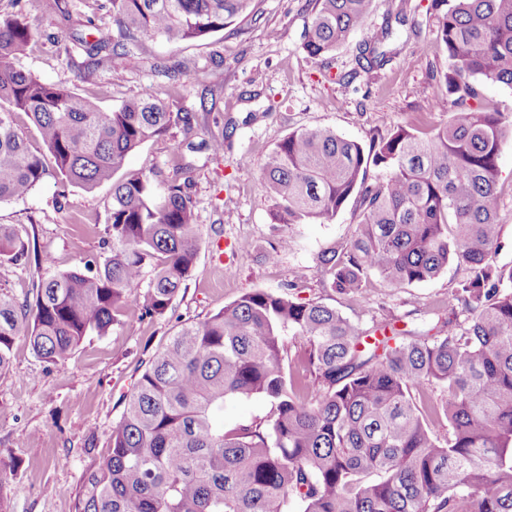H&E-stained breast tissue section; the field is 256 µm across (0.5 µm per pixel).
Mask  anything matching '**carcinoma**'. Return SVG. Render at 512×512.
<instances>
[{"instance_id":"carcinoma-1","label":"carcinoma","mask_w":512,"mask_h":512,"mask_svg":"<svg viewBox=\"0 0 512 512\" xmlns=\"http://www.w3.org/2000/svg\"><path fill=\"white\" fill-rule=\"evenodd\" d=\"M121 40L178 47L254 15L255 0H109ZM303 49L334 52L365 26L371 0H308ZM448 67L433 74L456 111L421 136L400 126L369 147L330 128L288 134L260 166L274 224H330L353 202L348 246L321 257L330 288L363 303L376 273L393 289L454 263L460 309L426 331L386 315L364 327L336 308L254 290L207 320L185 323L156 351L112 424L108 454L86 468L73 512H512V266L498 265V159L512 136L503 113L478 105L479 83L512 88V0H431ZM392 36L365 44L357 77L390 61ZM23 13L0 19V203L26 197L48 173L91 190L112 181L111 255L40 282L34 301L0 292V372L24 337L49 363L103 336L135 299L162 317L191 276L200 234L181 167L115 178L127 156L199 116L172 112L146 88L110 110L15 67L31 47ZM106 28L77 29L61 47L84 82L118 55ZM86 59L76 62L73 49ZM36 128L30 149L16 117ZM27 261L0 225V263ZM304 342L286 365V337ZM440 397L433 398L434 391ZM261 398L263 419L224 429V402ZM445 418L446 432L429 425Z\"/></svg>"}]
</instances>
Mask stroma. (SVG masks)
I'll list each match as a JSON object with an SVG mask.
<instances>
[{"label": "stroma", "instance_id": "1", "mask_svg": "<svg viewBox=\"0 0 512 512\" xmlns=\"http://www.w3.org/2000/svg\"><path fill=\"white\" fill-rule=\"evenodd\" d=\"M430 0H373L366 26L350 34L336 51L311 59L303 49L312 12L306 0H257L255 20L242 31L225 29L200 42L174 48L161 40L127 45L126 53L99 69L95 82L83 83L62 62L55 37L65 34L53 0H0V16L27 15L30 51L18 68L43 81L76 89L111 110L152 88L174 112H198L202 119L192 144L180 126L131 153L126 168L160 172L175 167L191 172L190 193L202 234L196 266L164 317H142L129 302L107 335L86 336L65 361L51 364L17 340L10 367L0 373V496L6 512H72L86 466L107 454L112 424L122 399L136 385L159 345L182 323L200 322L248 291L293 289L304 300L336 307L345 316L370 323L391 314L419 323L448 314L463 273L448 265L427 282L390 290L371 276L364 307L332 290L322 272L323 254L348 242L358 217L346 206L330 224H274L259 181L265 156L290 132L328 127L362 144L398 126L432 132L454 108L432 78L448 67L436 43ZM393 36L387 64L353 83L338 73L355 65L365 42L384 24ZM184 62L179 80L158 73L157 63ZM215 97L202 113L200 101ZM224 138V154L206 148ZM498 214L502 248L496 261L512 265V139L501 148ZM112 186L69 188L59 197L53 178H45L25 198L0 204V224L12 227L25 243L29 260L0 264V292L18 300L34 297L38 277L103 261L112 236L107 210ZM291 242L280 250L281 239Z\"/></svg>", "mask_w": 512, "mask_h": 512}]
</instances>
